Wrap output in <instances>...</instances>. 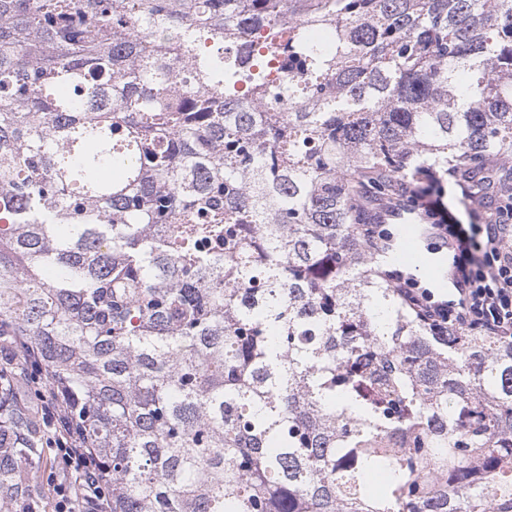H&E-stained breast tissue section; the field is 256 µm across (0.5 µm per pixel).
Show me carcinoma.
I'll use <instances>...</instances> for the list:
<instances>
[{
    "label": "carcinoma",
    "instance_id": "1",
    "mask_svg": "<svg viewBox=\"0 0 512 512\" xmlns=\"http://www.w3.org/2000/svg\"><path fill=\"white\" fill-rule=\"evenodd\" d=\"M512 0H0V336L110 512H512V341L364 200L512 195ZM43 440L0 389V512Z\"/></svg>",
    "mask_w": 512,
    "mask_h": 512
}]
</instances>
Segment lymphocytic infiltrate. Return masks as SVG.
Listing matches in <instances>:
<instances>
[{
    "instance_id": "f902f5d3",
    "label": "lymphocytic infiltrate",
    "mask_w": 512,
    "mask_h": 512,
    "mask_svg": "<svg viewBox=\"0 0 512 512\" xmlns=\"http://www.w3.org/2000/svg\"><path fill=\"white\" fill-rule=\"evenodd\" d=\"M473 203V223H459L439 202H421L426 219L423 237L431 253L446 254L447 293L426 286L416 275L387 266L384 277L432 331L444 336L479 330L512 341V196L501 198L495 210H483L476 194L463 187ZM66 395L43 397L41 413L48 428L47 442L56 448L72 479L58 484L60 512H102L100 467L81 434L68 423Z\"/></svg>"
}]
</instances>
